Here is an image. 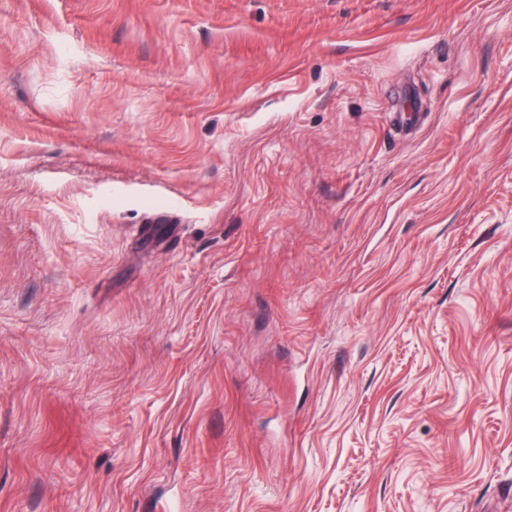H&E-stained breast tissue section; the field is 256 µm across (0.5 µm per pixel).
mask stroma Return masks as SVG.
<instances>
[{"mask_svg": "<svg viewBox=\"0 0 512 512\" xmlns=\"http://www.w3.org/2000/svg\"><path fill=\"white\" fill-rule=\"evenodd\" d=\"M0 512H512V0H0Z\"/></svg>", "mask_w": 512, "mask_h": 512, "instance_id": "1", "label": "stroma"}]
</instances>
